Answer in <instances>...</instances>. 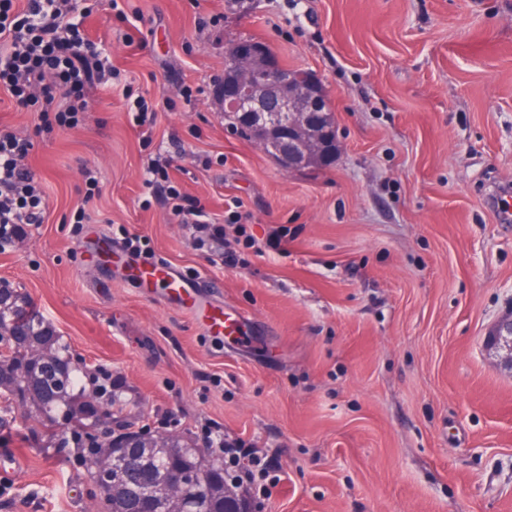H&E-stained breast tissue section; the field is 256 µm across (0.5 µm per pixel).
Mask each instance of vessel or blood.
I'll list each match as a JSON object with an SVG mask.
<instances>
[{"label":"vessel or blood","instance_id":"1","mask_svg":"<svg viewBox=\"0 0 512 512\" xmlns=\"http://www.w3.org/2000/svg\"><path fill=\"white\" fill-rule=\"evenodd\" d=\"M84 248L143 292L156 295L169 307L189 314L208 335L231 339L247 334L252 328L250 319L225 307L198 281L188 279L174 266L132 257L99 231L85 241Z\"/></svg>","mask_w":512,"mask_h":512}]
</instances>
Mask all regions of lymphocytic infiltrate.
<instances>
[{"instance_id":"obj_1","label":"lymphocytic infiltrate","mask_w":512,"mask_h":512,"mask_svg":"<svg viewBox=\"0 0 512 512\" xmlns=\"http://www.w3.org/2000/svg\"><path fill=\"white\" fill-rule=\"evenodd\" d=\"M0 0V90L16 110L38 112L42 124L25 137L0 131V237L11 238L24 225L39 224L47 204L36 175L24 165L34 135L54 128L77 127L94 85L110 83L112 66L100 45L82 32L73 0ZM207 447H219L232 482L264 488L276 465L256 451L205 437ZM250 459L241 469V459Z\"/></svg>"}]
</instances>
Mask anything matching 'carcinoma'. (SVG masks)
Returning a JSON list of instances; mask_svg holds the SVG:
<instances>
[{
    "mask_svg": "<svg viewBox=\"0 0 512 512\" xmlns=\"http://www.w3.org/2000/svg\"><path fill=\"white\" fill-rule=\"evenodd\" d=\"M0 332L10 349L0 354L4 394L35 406L56 444H74L79 463L92 476L101 448L111 446L113 476L97 482L108 512H167L168 503L155 487L172 462L207 483L205 512H235L237 504H224L225 468L213 464L215 455L206 456L196 446L170 437L127 433L115 438L112 427L99 425L102 405H116L117 397L95 382L91 390L83 388L82 368L73 363L70 347L11 293L0 296ZM38 349L47 350L50 359L34 373L27 368L28 352Z\"/></svg>",
    "mask_w": 512,
    "mask_h": 512,
    "instance_id": "obj_1",
    "label": "carcinoma"
}]
</instances>
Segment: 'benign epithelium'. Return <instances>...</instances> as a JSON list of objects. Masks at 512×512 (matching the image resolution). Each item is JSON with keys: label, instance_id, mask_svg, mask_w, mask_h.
<instances>
[{"label": "benign epithelium", "instance_id": "benign-epithelium-1", "mask_svg": "<svg viewBox=\"0 0 512 512\" xmlns=\"http://www.w3.org/2000/svg\"><path fill=\"white\" fill-rule=\"evenodd\" d=\"M224 65L231 68L235 81L224 94L215 98L221 112H244L257 121L255 144L267 151L272 147L266 131V117L288 113L281 124L277 155L290 170L305 168L307 161L318 157L321 141L316 112L326 92L309 71L283 69L268 44L241 41L225 53ZM486 347L504 352L501 362L512 367V313L501 317L486 336ZM157 490L164 497L178 495L179 506L170 512H202L207 488L187 472H176L161 478Z\"/></svg>", "mask_w": 512, "mask_h": 512}]
</instances>
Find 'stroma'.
I'll list each match as a JSON object with an SVG mask.
<instances>
[{
  "instance_id": "1",
  "label": "stroma",
  "mask_w": 512,
  "mask_h": 512,
  "mask_svg": "<svg viewBox=\"0 0 512 512\" xmlns=\"http://www.w3.org/2000/svg\"><path fill=\"white\" fill-rule=\"evenodd\" d=\"M85 3L117 86L30 151L48 208L0 247V280L88 372L111 374L113 422L198 447L210 430L275 457L255 512H512V370L484 344L512 310V223L488 197L512 186V0H130L127 21ZM244 39L325 87L331 165L288 170L226 125L211 91ZM138 97L157 107L143 128L127 112ZM156 161L228 235L246 227L240 264L146 187ZM99 229L207 281L251 336L216 343L83 261ZM11 410L0 512H106L34 406Z\"/></svg>"
}]
</instances>
